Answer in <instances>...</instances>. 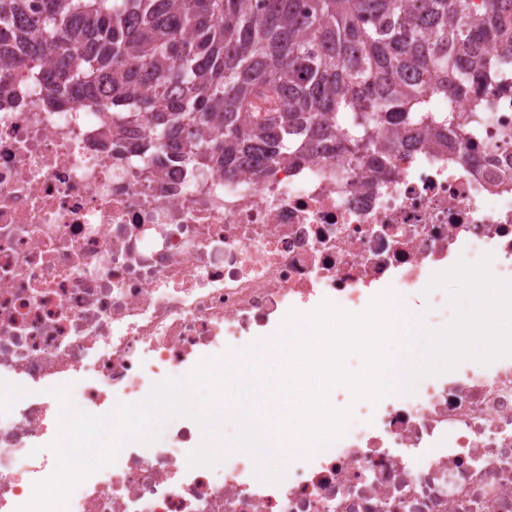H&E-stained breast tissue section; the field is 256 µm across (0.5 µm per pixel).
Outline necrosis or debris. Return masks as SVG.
Segmentation results:
<instances>
[{
    "label": "necrosis or debris",
    "mask_w": 512,
    "mask_h": 512,
    "mask_svg": "<svg viewBox=\"0 0 512 512\" xmlns=\"http://www.w3.org/2000/svg\"><path fill=\"white\" fill-rule=\"evenodd\" d=\"M489 108L467 137L397 145L383 129L255 177L158 165L145 124L121 144L80 98L43 106L45 65L0 97V512L57 468L59 401L90 414L143 399L201 364L257 352L291 312L351 314L426 295L433 273L493 256L512 279V49L483 42ZM344 435L288 455L280 483L202 441L184 419L156 448L128 444L79 483L69 512H512V357L423 378L415 394L349 400Z\"/></svg>",
    "instance_id": "1"
}]
</instances>
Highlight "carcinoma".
<instances>
[{"mask_svg":"<svg viewBox=\"0 0 512 512\" xmlns=\"http://www.w3.org/2000/svg\"><path fill=\"white\" fill-rule=\"evenodd\" d=\"M512 43V0H0V88L43 73L45 105L83 96L112 127L145 114L143 148L160 165L267 173L334 141L357 149L400 126L419 142L436 117L429 97L453 88L467 111L463 54L480 38ZM280 102L249 113L259 93ZM357 112L377 121L355 125Z\"/></svg>","mask_w":512,"mask_h":512,"instance_id":"cac0c4a2","label":"carcinoma"}]
</instances>
